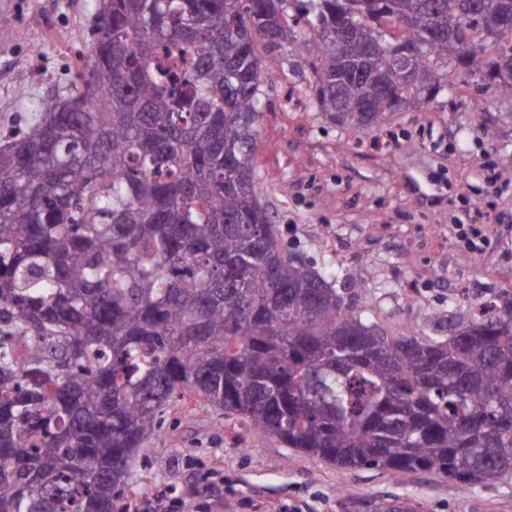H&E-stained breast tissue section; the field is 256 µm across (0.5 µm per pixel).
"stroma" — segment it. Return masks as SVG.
I'll return each mask as SVG.
<instances>
[{"mask_svg": "<svg viewBox=\"0 0 512 512\" xmlns=\"http://www.w3.org/2000/svg\"><path fill=\"white\" fill-rule=\"evenodd\" d=\"M99 0H0V125H23L64 92L93 39ZM257 126L260 199L281 243L345 291L389 335L437 336L461 295L498 290L512 268V99L449 72L453 92L367 126L318 110L307 52L266 50ZM487 102L474 114L471 101ZM476 222L473 241L459 225ZM165 442L134 470L136 497L167 489L169 512H352L408 497L425 512H512V480L461 490L432 473L350 471L291 454L197 402L171 409Z\"/></svg>", "mask_w": 512, "mask_h": 512, "instance_id": "obj_1", "label": "stroma"}]
</instances>
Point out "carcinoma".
I'll return each instance as SVG.
<instances>
[{"label": "carcinoma", "mask_w": 512, "mask_h": 512, "mask_svg": "<svg viewBox=\"0 0 512 512\" xmlns=\"http://www.w3.org/2000/svg\"><path fill=\"white\" fill-rule=\"evenodd\" d=\"M287 2L100 0L72 85L0 127V512H126L191 397L338 468L512 478V290L387 336L281 250L255 158L259 46L361 123L450 67L512 97V0H308L310 44Z\"/></svg>", "instance_id": "cac0c4a2"}]
</instances>
